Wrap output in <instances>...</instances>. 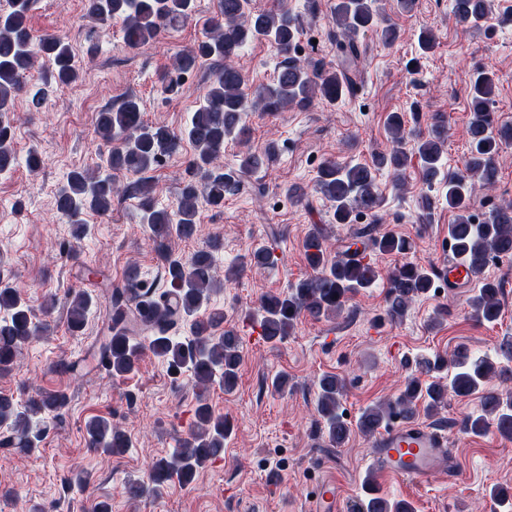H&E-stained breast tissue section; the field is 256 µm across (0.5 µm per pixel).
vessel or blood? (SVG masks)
I'll return each instance as SVG.
<instances>
[{"instance_id": "obj_1", "label": "vessel or blood", "mask_w": 512, "mask_h": 512, "mask_svg": "<svg viewBox=\"0 0 512 512\" xmlns=\"http://www.w3.org/2000/svg\"><path fill=\"white\" fill-rule=\"evenodd\" d=\"M447 445L444 435L423 424L398 419L377 438L370 467L387 478L421 480L437 470ZM340 497L335 480L321 481L312 494L313 512H338Z\"/></svg>"}]
</instances>
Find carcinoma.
Wrapping results in <instances>:
<instances>
[{"mask_svg":"<svg viewBox=\"0 0 512 512\" xmlns=\"http://www.w3.org/2000/svg\"><path fill=\"white\" fill-rule=\"evenodd\" d=\"M250 2L220 0L219 11L204 39L181 52L173 64L176 78L168 80L171 87L179 84L182 75L193 72L199 60L220 61L186 127L194 152L187 161V177L174 211L155 207L147 173L162 156L177 150L180 137L166 126L145 122L139 99L133 95L124 97L117 105L105 107L98 115V134L109 142L120 141L107 160L111 173L103 176L73 170L57 193V210L70 219L76 239L87 231L81 214L90 211L107 215L115 203L126 198L139 200L142 221L148 227L158 260V277L165 289L159 294L142 289L140 272L134 265L127 267L121 281L112 285L99 350L101 363L114 376L135 372L149 351L167 361L172 370L189 372L203 390L218 382L229 392L236 384L242 362L239 336L224 329L221 310L213 309L205 316L200 314L217 289L213 252L218 250L220 241L213 239L186 260L172 252L171 241L194 235L199 200L214 208L223 207L224 196L238 190L237 172H257L277 155L276 146L270 144L261 153L240 154L236 171L224 168L221 162L226 141H244L248 135L244 122L248 97L235 65V59L245 47L265 41L283 56L277 74L255 96V104L262 111L277 112L288 106L306 109L316 99L334 105L352 95L360 58L355 40L359 32L375 28L386 44L398 38L395 25L379 22L373 9L374 0H336V31L332 33L336 64H306L294 56L300 35L297 18L286 9L254 10ZM7 3L9 9L0 12V173L10 172L19 163L12 148L14 127L10 118L16 99L25 92L37 107L47 95L42 86L26 89L25 76L35 56L40 55L49 63L58 86L69 85L79 77L75 55L65 38L54 34L33 38L28 26L31 0H7ZM193 6V0H84L86 16L102 24L121 21L123 40L131 49L149 44L167 29L186 21ZM487 9V0H452L454 19L462 26L475 27L485 22ZM495 88V73L488 68L479 71L471 85L470 150L463 173L443 169L445 131L441 120L434 119L425 134L407 135L404 117L399 112L389 114L387 119L391 148L376 153L372 163L344 166L334 161L322 163L316 185L332 202L335 223L351 224L361 213L381 221L384 196L378 185L380 172L388 170L400 176L416 158L424 184L430 188L438 183L445 189L448 210L455 214L453 223L448 225V236L470 270L478 276L491 258L511 257L512 203L495 207L484 222L476 224L470 213L466 182L469 175L478 178L485 188H493L498 175L497 158L503 144L512 139V130L498 124L494 111ZM117 174L131 175L133 180L117 187ZM367 237L382 253L404 257L414 249L409 238L394 234L373 237L371 229L365 228L351 238L336 259L330 260L322 225H313L304 243V258L311 273L287 292L266 294L257 310L250 314L267 342L284 340L303 315L319 320L340 313L354 294L379 280L378 268L360 250ZM433 284L432 270L411 261L397 264L387 275L386 316L392 321L402 319L409 305L427 294ZM501 293L500 284L484 280L471 301L477 319L486 323L499 320ZM92 305L89 290L68 292L63 309L69 331L76 333L84 328ZM184 325L189 328L190 336L182 339L178 330ZM46 329V324L35 321L32 308L16 288L0 277L1 377L12 371L23 346ZM416 365L420 374L430 380L408 379L395 400L362 412L358 430L371 434L394 415L410 420L415 417L419 403L432 414L444 405L448 394L468 396L496 374L492 362L465 350L458 351L450 361L435 354L417 360ZM343 392L344 382L340 377L325 375L319 379L316 411L328 441L336 448L343 447L351 434L339 413ZM67 402L68 397L62 391H45L23 406L9 396L0 395V426L9 430L8 435L0 438V447L23 452L34 447L38 439L35 419L63 408ZM484 407L485 414L462 419L461 431L473 436L484 434L489 427L486 418L489 414L494 416L498 432L512 438V399L489 393ZM229 429L225 416L214 414L204 399H198L189 435L179 440L170 457L154 463L148 483L128 484L127 494L132 498L156 494L175 480L184 486L192 484L198 469L224 452V438ZM85 434L93 451L120 456L130 448L128 436L105 418L88 420ZM366 489L367 496L358 504L356 512H413L406 501L391 502L377 495L370 481Z\"/></svg>","mask_w":512,"mask_h":512,"instance_id":"cac0c4a2","label":"carcinoma"}]
</instances>
